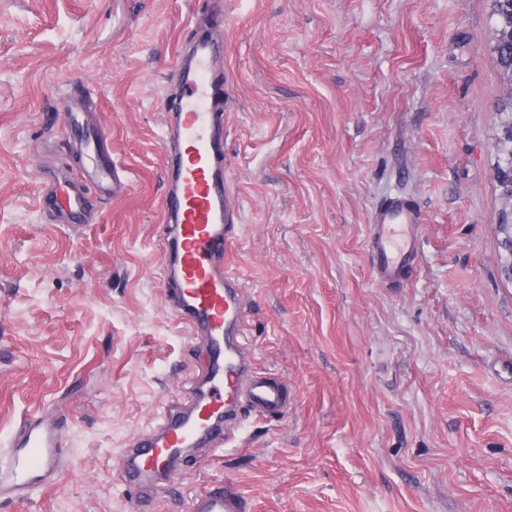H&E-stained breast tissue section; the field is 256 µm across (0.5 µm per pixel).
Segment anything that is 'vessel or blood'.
Masks as SVG:
<instances>
[{
    "label": "vessel or blood",
    "mask_w": 512,
    "mask_h": 512,
    "mask_svg": "<svg viewBox=\"0 0 512 512\" xmlns=\"http://www.w3.org/2000/svg\"><path fill=\"white\" fill-rule=\"evenodd\" d=\"M222 40L198 38L191 59L177 62L163 97L165 186L160 199L169 228L170 260L162 279L173 288L172 311L190 334L205 336L211 362L207 386L189 411L163 412L158 429L135 439L123 455L126 482L147 490L158 479H172L184 451L203 443L223 446L240 425L243 411L282 417L288 411V387L278 378L256 373L253 355L241 336L246 319L245 289L228 267V248L241 221L236 189L224 164V70L216 64ZM65 126L73 149L88 165V186L39 197L42 211L62 215L70 227H82L91 204L90 189H120L122 180L111 154L101 145L100 129L86 124L83 100L64 95ZM420 211L406 198L380 204L371 216L368 258L375 278L389 285L408 276L418 255ZM62 426L28 417L0 454V496L24 499L35 486L54 482L65 463ZM251 500L232 481L212 482L196 491L186 512H253Z\"/></svg>",
    "instance_id": "obj_1"
}]
</instances>
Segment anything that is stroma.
Returning a JSON list of instances; mask_svg holds the SVG:
<instances>
[{
	"instance_id": "obj_1",
	"label": "stroma",
	"mask_w": 512,
	"mask_h": 512,
	"mask_svg": "<svg viewBox=\"0 0 512 512\" xmlns=\"http://www.w3.org/2000/svg\"><path fill=\"white\" fill-rule=\"evenodd\" d=\"M225 164L242 221L243 343L286 381L282 419L192 448L143 500L125 448L194 400L210 363L161 284L160 99L211 0H0V448L66 419L65 466L0 512H185L230 479L254 512H512V283L492 148L490 0H223ZM90 90L127 172L80 232L39 210L79 160L60 119ZM423 217L407 281L376 282L372 210Z\"/></svg>"
}]
</instances>
